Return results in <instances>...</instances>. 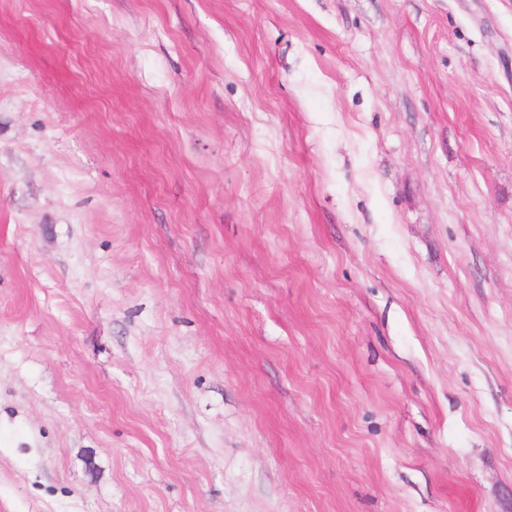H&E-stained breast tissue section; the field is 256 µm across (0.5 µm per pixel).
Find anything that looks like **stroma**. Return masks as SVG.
I'll use <instances>...</instances> for the list:
<instances>
[{
    "label": "stroma",
    "instance_id": "1",
    "mask_svg": "<svg viewBox=\"0 0 512 512\" xmlns=\"http://www.w3.org/2000/svg\"><path fill=\"white\" fill-rule=\"evenodd\" d=\"M0 512H512V0H0Z\"/></svg>",
    "mask_w": 512,
    "mask_h": 512
}]
</instances>
